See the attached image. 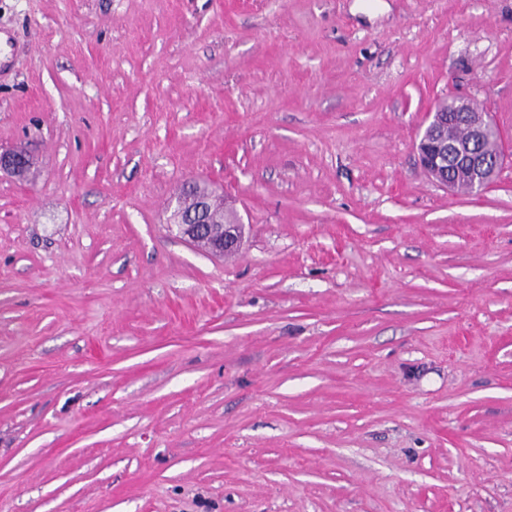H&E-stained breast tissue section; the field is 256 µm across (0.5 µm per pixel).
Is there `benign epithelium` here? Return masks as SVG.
Returning <instances> with one entry per match:
<instances>
[{
  "label": "benign epithelium",
  "instance_id": "benign-epithelium-1",
  "mask_svg": "<svg viewBox=\"0 0 512 512\" xmlns=\"http://www.w3.org/2000/svg\"><path fill=\"white\" fill-rule=\"evenodd\" d=\"M460 122L465 126L466 138L462 142H448V147L438 138L437 127L443 122ZM490 140H501L498 127L487 112L474 108L464 97H454L448 117L433 112L428 126L416 144L420 164L434 181H442L456 192L477 193L497 175L504 155L490 159L483 147ZM28 155L21 149L0 150V171L18 175L27 165ZM210 194L196 197L195 204L184 208L181 200L174 201L173 211L178 213L176 227L186 241L195 243L201 238L210 240L211 253L222 256L238 250L242 225L222 224L212 227L206 221Z\"/></svg>",
  "mask_w": 512,
  "mask_h": 512
}]
</instances>
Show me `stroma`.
Returning <instances> with one entry per match:
<instances>
[{
	"instance_id": "1",
	"label": "stroma",
	"mask_w": 512,
	"mask_h": 512,
	"mask_svg": "<svg viewBox=\"0 0 512 512\" xmlns=\"http://www.w3.org/2000/svg\"><path fill=\"white\" fill-rule=\"evenodd\" d=\"M0 512H512V0H0ZM243 226L180 237L187 181ZM441 112L448 113V124L461 122L466 129L465 140H448L447 150L443 149L436 131L446 118ZM490 140H497L499 144L501 141L500 131L490 114L474 108L467 98L454 96L450 111L448 106H443L432 113L428 126L416 144V150L424 172L432 180L444 182L452 191L477 193L497 175L504 160L501 148L498 157L493 160L484 155L483 147ZM28 155L22 149L0 150V171L18 175L27 165Z\"/></svg>"
}]
</instances>
